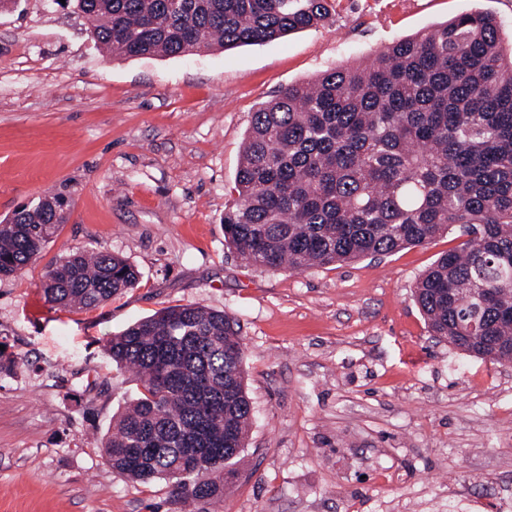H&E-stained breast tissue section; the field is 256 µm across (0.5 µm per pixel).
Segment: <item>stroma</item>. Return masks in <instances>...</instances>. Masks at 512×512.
<instances>
[{
	"label": "stroma",
	"mask_w": 512,
	"mask_h": 512,
	"mask_svg": "<svg viewBox=\"0 0 512 512\" xmlns=\"http://www.w3.org/2000/svg\"><path fill=\"white\" fill-rule=\"evenodd\" d=\"M329 26L179 57L103 54L68 0L0 9V219L44 196L66 221L0 278V512H182L168 482L112 469L101 440L135 392L108 336L192 304L241 326L253 421L222 503L194 512H502L512 503V363L431 336L418 278L461 242L304 272L224 242L253 112L339 64L471 10L512 39V0H333ZM72 251L140 273L94 309L40 288Z\"/></svg>",
	"instance_id": "1"
}]
</instances>
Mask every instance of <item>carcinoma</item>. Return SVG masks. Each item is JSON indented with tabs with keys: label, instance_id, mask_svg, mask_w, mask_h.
<instances>
[{
	"label": "carcinoma",
	"instance_id": "carcinoma-1",
	"mask_svg": "<svg viewBox=\"0 0 512 512\" xmlns=\"http://www.w3.org/2000/svg\"><path fill=\"white\" fill-rule=\"evenodd\" d=\"M112 55L177 57L278 40L332 20L330 0H75ZM224 208V242L264 270L304 272L420 246L459 228L460 247L416 281L435 336L512 360V50L488 12L397 40L363 67L290 85L252 114ZM66 214L56 197L0 224V277L36 258ZM111 253L72 251L46 271V301L90 309L133 288ZM141 384L101 441L134 482L166 480L181 503L224 499L252 405L234 317L166 307L105 340ZM205 466L181 473L184 453Z\"/></svg>",
	"mask_w": 512,
	"mask_h": 512
}]
</instances>
